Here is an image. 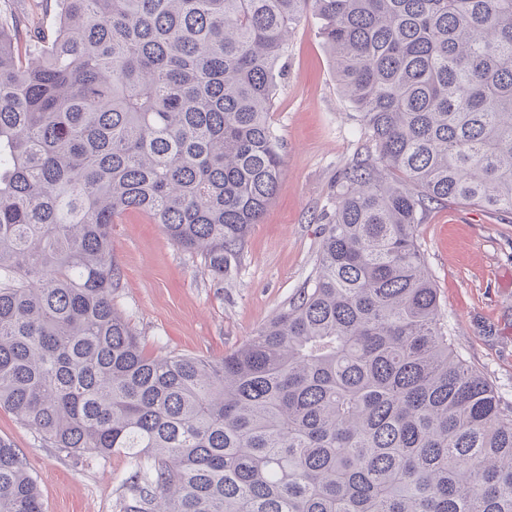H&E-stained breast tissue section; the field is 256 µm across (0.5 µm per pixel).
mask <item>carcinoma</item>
<instances>
[{
    "mask_svg": "<svg viewBox=\"0 0 512 512\" xmlns=\"http://www.w3.org/2000/svg\"><path fill=\"white\" fill-rule=\"evenodd\" d=\"M309 13L369 140L313 284L221 359L148 357L112 226L140 212L224 278L278 189L274 73ZM448 202L512 210V0L0 14V408L138 464L124 512H512V409L448 339L417 243ZM0 512H44L3 440Z\"/></svg>",
    "mask_w": 512,
    "mask_h": 512,
    "instance_id": "cac0c4a2",
    "label": "carcinoma"
}]
</instances>
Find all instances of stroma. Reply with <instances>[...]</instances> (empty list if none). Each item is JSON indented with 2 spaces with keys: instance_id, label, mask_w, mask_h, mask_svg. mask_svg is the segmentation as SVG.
I'll return each instance as SVG.
<instances>
[{
  "instance_id": "1",
  "label": "stroma",
  "mask_w": 512,
  "mask_h": 512,
  "mask_svg": "<svg viewBox=\"0 0 512 512\" xmlns=\"http://www.w3.org/2000/svg\"><path fill=\"white\" fill-rule=\"evenodd\" d=\"M282 64L269 120L284 173L224 279L208 275L201 256L143 214L128 212L112 229L121 272L114 301L145 355L222 358L311 285L336 176L363 152L366 135L342 96L314 18L296 28ZM417 241L452 344L511 406L512 212L435 206L419 224ZM0 439L19 452L44 512H123L133 469L128 457L68 455L5 409Z\"/></svg>"
}]
</instances>
